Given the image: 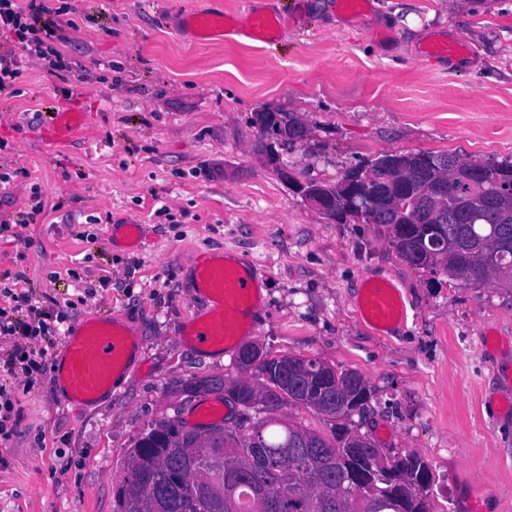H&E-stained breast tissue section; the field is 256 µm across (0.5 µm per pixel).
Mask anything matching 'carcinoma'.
Segmentation results:
<instances>
[{"label": "carcinoma", "instance_id": "obj_1", "mask_svg": "<svg viewBox=\"0 0 512 512\" xmlns=\"http://www.w3.org/2000/svg\"><path fill=\"white\" fill-rule=\"evenodd\" d=\"M400 160L406 174L434 181L450 177L460 159L452 154L407 152L385 154L365 165L352 167L343 178L363 180L371 186L389 174V162ZM472 163L485 171V187L492 192L482 211L470 206L469 184L457 179L451 185L455 199L453 213L463 221L448 225V236L456 241L457 251L423 262L418 239L394 246L398 256L415 268L441 270L464 283L480 285L491 279L480 260L485 245L494 243L503 252L496 270L512 285V160ZM417 220L411 201L398 202L390 217L380 220ZM306 368L294 372L295 387L277 406L261 408L268 413L264 421L252 424V431L239 432L230 425H199L179 428L162 419L142 434L129 452L122 485L116 492L113 512H225L224 473L239 470L242 478L236 490V512H253L256 491L271 504L268 512H333L324 510L322 500L339 498L340 512H395L400 503L411 505L412 512H430L426 488L418 481L432 482L428 464L417 454L395 456V476H381L375 443L358 432L352 416L366 410L368 387L352 384L356 371H338L336 380L319 383L323 363L315 358L285 356ZM266 359L242 380L249 395L262 399L267 386ZM286 406L304 407L321 414L329 424V434L311 431L298 424L284 423L275 434L266 432L278 424L275 414ZM351 471L364 474L363 485L341 483Z\"/></svg>", "mask_w": 512, "mask_h": 512}]
</instances>
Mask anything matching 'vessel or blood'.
Instances as JSON below:
<instances>
[{"instance_id":"obj_1","label":"vessel or blood","mask_w":512,"mask_h":512,"mask_svg":"<svg viewBox=\"0 0 512 512\" xmlns=\"http://www.w3.org/2000/svg\"><path fill=\"white\" fill-rule=\"evenodd\" d=\"M188 25L201 36L224 33L220 15H196ZM465 43L434 40L424 44L419 54L425 59H439L465 53ZM88 116L74 109L54 108L41 127L42 140L50 144L79 140ZM142 227L130 221L111 228L110 241H124L136 246ZM196 295L206 311L189 317L181 326L178 338L208 352L234 348L255 325L261 307L259 282L248 262L229 259L224 250L197 256L190 266ZM361 313L375 327H385L403 320L405 307L397 289L384 284L369 285L365 291ZM140 345L135 330L112 314L94 313L77 322L65 335L54 364L53 376L61 396L68 403H90L114 386L126 374L130 359Z\"/></svg>"}]
</instances>
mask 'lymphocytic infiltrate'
Segmentation results:
<instances>
[{
  "instance_id": "f902f5d3",
  "label": "lymphocytic infiltrate",
  "mask_w": 512,
  "mask_h": 512,
  "mask_svg": "<svg viewBox=\"0 0 512 512\" xmlns=\"http://www.w3.org/2000/svg\"><path fill=\"white\" fill-rule=\"evenodd\" d=\"M73 11L70 0H0V99L16 96L26 59L62 83L63 98L72 96L73 83L87 81L80 51L67 35L76 25ZM25 280L18 271L0 287V337L14 339L0 373L31 384L45 370L46 341L60 335L76 303L69 300L62 310H48Z\"/></svg>"
}]
</instances>
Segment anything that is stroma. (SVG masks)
Returning <instances> with one entry per match:
<instances>
[{
  "label": "stroma",
  "mask_w": 512,
  "mask_h": 512,
  "mask_svg": "<svg viewBox=\"0 0 512 512\" xmlns=\"http://www.w3.org/2000/svg\"><path fill=\"white\" fill-rule=\"evenodd\" d=\"M90 79L74 101L82 139L44 145L62 95L24 63L20 96L0 102V189L9 219L40 186L51 209L23 238L0 237V270L24 272L43 301L77 300L74 319L124 317L142 340L129 372L88 406L64 403L51 372L15 384L17 426L0 442V512H112L135 440L190 412V387L242 377L237 351L179 343L200 313L188 266L224 248L262 275L248 344L271 356L354 370L371 390L360 432L433 472L432 512H512V290L468 285L399 258L385 229L337 222L284 183L255 150L254 113H294L307 139L284 154L300 180H334L384 154L512 159V0H75ZM284 12L277 41L197 40L187 12ZM460 40L469 54L427 62L418 47ZM168 207L170 216L160 215ZM146 227L139 249L108 244L111 225ZM96 234L90 243L80 231ZM112 285L98 287L103 275ZM398 289L405 318L380 333L357 313L364 281Z\"/></svg>",
  "instance_id": "stroma-1"
}]
</instances>
